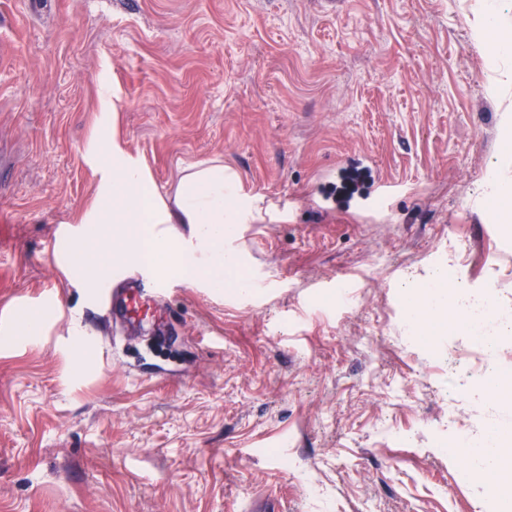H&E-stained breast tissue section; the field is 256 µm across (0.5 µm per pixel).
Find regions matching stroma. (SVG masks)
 <instances>
[{
  "mask_svg": "<svg viewBox=\"0 0 512 512\" xmlns=\"http://www.w3.org/2000/svg\"><path fill=\"white\" fill-rule=\"evenodd\" d=\"M505 22L512 0H0V323L57 307L36 340L0 334V512H512L507 488L454 484L446 452L456 428L512 430V404L473 403L483 379L448 359L471 333L418 343L401 297L460 254L512 297L484 195L512 191ZM104 88L161 192L218 158L260 201L224 245L262 291L169 283L158 349L55 254L94 191ZM354 154L407 188L386 222L319 208Z\"/></svg>",
  "mask_w": 512,
  "mask_h": 512,
  "instance_id": "stroma-1",
  "label": "stroma"
}]
</instances>
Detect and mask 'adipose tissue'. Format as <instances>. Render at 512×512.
Listing matches in <instances>:
<instances>
[{
	"instance_id": "obj_1",
	"label": "adipose tissue",
	"mask_w": 512,
	"mask_h": 512,
	"mask_svg": "<svg viewBox=\"0 0 512 512\" xmlns=\"http://www.w3.org/2000/svg\"><path fill=\"white\" fill-rule=\"evenodd\" d=\"M117 109L103 100L97 131L86 148L97 185L90 205L58 240V257L70 283L86 293L133 270L168 281L197 282L215 290L232 286L258 292L253 281L227 282L237 256L224 240L246 223L252 202L238 190L222 161L197 162L180 172L173 195L159 191L143 159L126 150L114 128ZM439 269H429L425 289L404 295L411 326L436 309L456 308L455 295L434 291Z\"/></svg>"
}]
</instances>
